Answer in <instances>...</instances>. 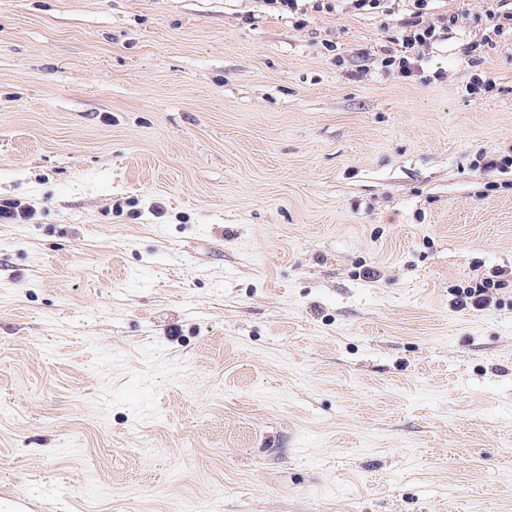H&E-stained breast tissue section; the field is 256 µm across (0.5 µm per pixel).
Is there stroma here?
<instances>
[{"label":"stroma","mask_w":512,"mask_h":512,"mask_svg":"<svg viewBox=\"0 0 512 512\" xmlns=\"http://www.w3.org/2000/svg\"><path fill=\"white\" fill-rule=\"evenodd\" d=\"M392 16L0 0V501L512 512V45ZM499 275L496 307L452 290ZM397 1L405 4V17L397 24L400 37L395 39L401 46L394 53L383 50L380 67L389 72L393 70L402 78L419 76L425 81H430L431 78L427 75L421 76V71L424 73L422 62L425 51L445 40L441 39L442 27L428 20V15L431 14L430 6L432 2H438V0H264L263 2L268 9L288 13V15H302L308 11L305 5H300L298 2H313L311 8L323 7L327 10H335V2H349L350 8L356 11L391 16L394 11L389 6V2Z\"/></svg>","instance_id":"stroma-1"}]
</instances>
